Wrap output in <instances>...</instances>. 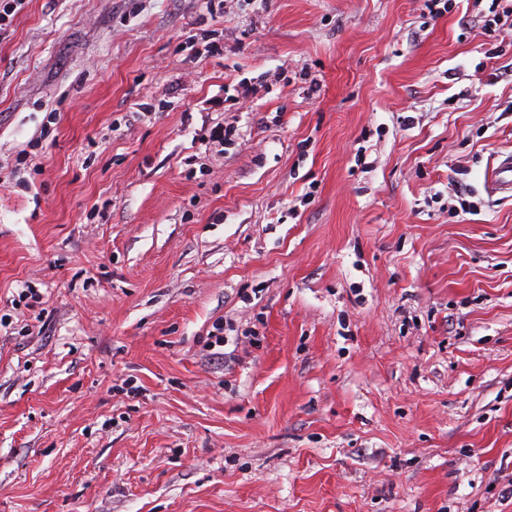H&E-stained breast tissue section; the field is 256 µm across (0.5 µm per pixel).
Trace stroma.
<instances>
[{"instance_id":"35a3bbf8","label":"stroma","mask_w":512,"mask_h":512,"mask_svg":"<svg viewBox=\"0 0 512 512\" xmlns=\"http://www.w3.org/2000/svg\"><path fill=\"white\" fill-rule=\"evenodd\" d=\"M491 3L29 0L0 32V512H512Z\"/></svg>"}]
</instances>
